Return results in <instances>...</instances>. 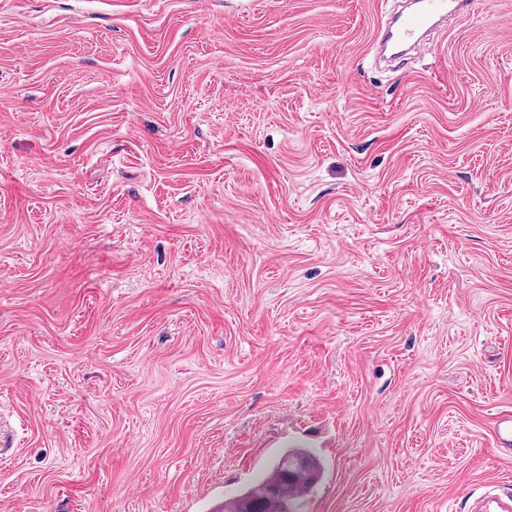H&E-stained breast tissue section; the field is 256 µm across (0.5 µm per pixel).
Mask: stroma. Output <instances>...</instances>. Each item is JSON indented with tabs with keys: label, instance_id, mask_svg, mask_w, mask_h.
Instances as JSON below:
<instances>
[{
	"label": "stroma",
	"instance_id": "35a3bbf8",
	"mask_svg": "<svg viewBox=\"0 0 512 512\" xmlns=\"http://www.w3.org/2000/svg\"><path fill=\"white\" fill-rule=\"evenodd\" d=\"M0 0V512H465L512 455V0ZM472 3V0H416L414 9L402 12L382 34V46L413 48L448 15L469 13ZM286 470H293L296 473L291 483H288ZM321 472V464L315 451L304 446H291L272 461L269 470L256 484L240 495L225 501L215 511L297 512L300 501L321 477ZM272 489L278 493L279 505L270 495ZM263 508L275 511H265Z\"/></svg>",
	"mask_w": 512,
	"mask_h": 512
}]
</instances>
